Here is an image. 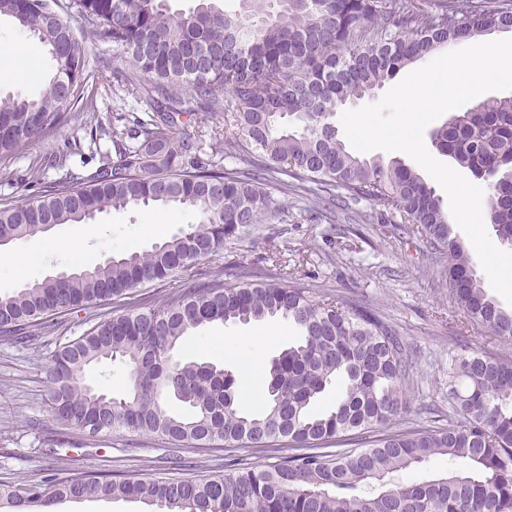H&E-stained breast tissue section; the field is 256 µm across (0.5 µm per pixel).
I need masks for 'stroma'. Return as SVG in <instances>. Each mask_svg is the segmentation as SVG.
<instances>
[{
  "label": "stroma",
  "mask_w": 512,
  "mask_h": 512,
  "mask_svg": "<svg viewBox=\"0 0 512 512\" xmlns=\"http://www.w3.org/2000/svg\"><path fill=\"white\" fill-rule=\"evenodd\" d=\"M71 26L87 47V88L98 111L111 115L112 72L123 66L120 52L111 42L87 34L79 17H72ZM17 30L12 18L0 16V91L35 97L52 63L43 46L29 35L24 38V55L15 56ZM72 144L79 150L71 154L69 164L81 174L95 168L93 150L112 147L109 138L94 143L85 132L69 125L50 137L35 139L12 160L18 179L0 181V199H36L39 184L21 183V175L39 157ZM270 195L278 210L272 223L277 233L274 244L264 243L258 235L227 241L222 255L196 262L190 274L218 267L230 275L245 257L270 275L279 266H288L315 299L357 302L370 308L398 330L414 353L413 403L397 420V428L427 430L457 423L458 415L448 410V363L464 350L484 348L486 342L449 299L441 266L425 243L407 238L396 225L381 223L374 205L365 208L374 217L369 224L361 223L355 211L342 209L331 221H312L296 199L275 189ZM195 220L192 213L182 212L172 222L153 223L145 210L111 211L97 215L90 224L58 225L47 234L2 245L0 296L21 287L23 281L15 275L16 259L34 248H42L43 254L27 267L26 279L31 281L89 268L128 250L149 247ZM59 241L64 243V251H57ZM86 317L83 310L68 315L65 328L48 327L42 337L23 347L0 341V484H46L59 477L78 478L93 469L131 479L199 478L223 470L229 456L252 465L275 461V452L258 448L231 450L186 443L172 452L152 438L128 432L85 445L69 438L45 410L48 387L43 368L57 343L84 332ZM257 329L254 323H214L186 336L182 351L235 372L238 355L254 353L267 362L287 347L285 336L271 344L258 343L254 339ZM175 456L180 457V466H173Z\"/></svg>",
  "instance_id": "stroma-1"
}]
</instances>
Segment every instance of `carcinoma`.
I'll return each instance as SVG.
<instances>
[{"instance_id":"carcinoma-1","label":"carcinoma","mask_w":512,"mask_h":512,"mask_svg":"<svg viewBox=\"0 0 512 512\" xmlns=\"http://www.w3.org/2000/svg\"><path fill=\"white\" fill-rule=\"evenodd\" d=\"M55 0H0V15L36 36L53 72L36 98L0 95V179L36 137L75 124H101L85 99L87 48ZM93 34L120 49L125 68L112 93L153 101V111L112 113V149L74 180L64 173L32 201L0 203V242L31 238L49 225L89 224L128 208L171 207L198 221L148 250H132L61 280H34L0 297V337L24 345L44 319L96 308L82 335L58 345L45 366L52 421L83 441L129 431L163 443L271 448L267 466L227 461L230 474L203 478H124L106 473L0 488L3 512H52L62 500L133 499L147 512H512V358L464 351L448 365L455 425L393 430L411 408L412 358L403 337L355 303L313 299L281 268L277 281L237 264L165 291L138 293L217 255L224 243L272 221L265 186L306 198L308 212L368 202L384 220L426 239L463 318L489 343L512 342V312L489 296L448 221L442 200L413 168L350 151L336 113L435 51L482 33L512 29V0H437L432 13L413 0H240L224 11L196 0L187 12L168 0H71ZM197 130L177 137L178 118ZM224 120L221 165L205 151L214 120ZM433 146L485 182L484 205L501 241L512 246V95L454 113L431 132ZM280 318L296 341L271 359L260 408H240L232 372L175 350L215 322ZM128 373L120 398L96 391L87 371L103 361ZM336 402L314 406L335 380ZM350 447H344V442ZM446 456L463 467L396 482L393 475Z\"/></svg>"}]
</instances>
